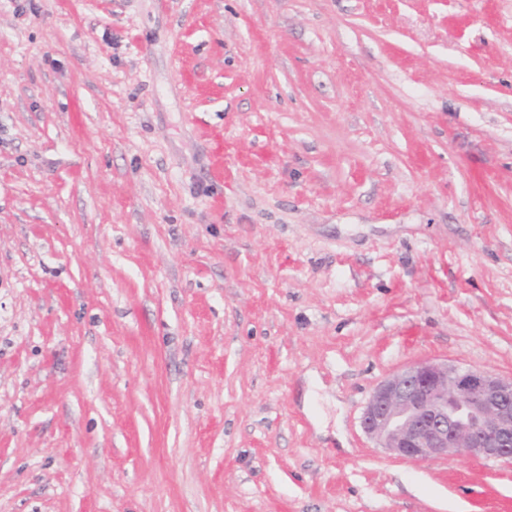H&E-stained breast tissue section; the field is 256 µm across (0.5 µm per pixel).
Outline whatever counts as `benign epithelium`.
I'll return each mask as SVG.
<instances>
[{"mask_svg":"<svg viewBox=\"0 0 512 512\" xmlns=\"http://www.w3.org/2000/svg\"><path fill=\"white\" fill-rule=\"evenodd\" d=\"M378 447L405 460L512 461V377L423 361L372 391L360 421Z\"/></svg>","mask_w":512,"mask_h":512,"instance_id":"1","label":"benign epithelium"}]
</instances>
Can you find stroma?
<instances>
[{
	"label": "stroma",
	"mask_w": 512,
	"mask_h": 512,
	"mask_svg": "<svg viewBox=\"0 0 512 512\" xmlns=\"http://www.w3.org/2000/svg\"><path fill=\"white\" fill-rule=\"evenodd\" d=\"M421 360L512 377V0H0V512H512ZM379 448L405 460L464 455L512 461V377L423 361L372 391L360 421Z\"/></svg>",
	"instance_id": "stroma-1"
}]
</instances>
